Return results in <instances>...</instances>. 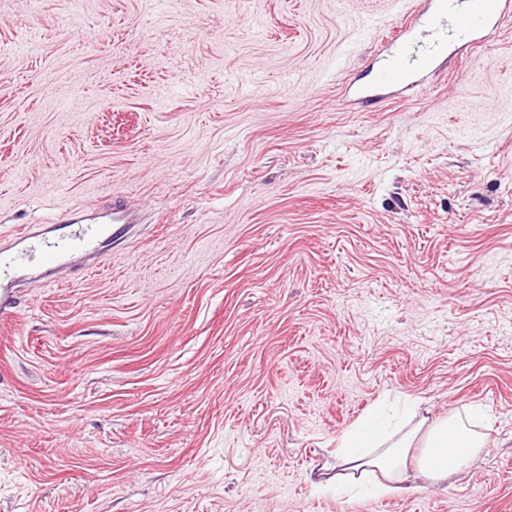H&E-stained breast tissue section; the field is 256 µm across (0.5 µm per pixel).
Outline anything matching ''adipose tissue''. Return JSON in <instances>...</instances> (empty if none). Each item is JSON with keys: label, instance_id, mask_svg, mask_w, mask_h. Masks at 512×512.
I'll return each mask as SVG.
<instances>
[{"label": "adipose tissue", "instance_id": "obj_1", "mask_svg": "<svg viewBox=\"0 0 512 512\" xmlns=\"http://www.w3.org/2000/svg\"><path fill=\"white\" fill-rule=\"evenodd\" d=\"M478 425L472 413L462 419H431L413 411L390 419L369 413L339 439L344 477L370 479L379 496L410 492L414 472L442 485L486 448L488 436Z\"/></svg>", "mask_w": 512, "mask_h": 512}]
</instances>
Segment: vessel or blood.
Returning <instances> with one entry per match:
<instances>
[{"mask_svg":"<svg viewBox=\"0 0 512 512\" xmlns=\"http://www.w3.org/2000/svg\"><path fill=\"white\" fill-rule=\"evenodd\" d=\"M511 11L512 0H427L415 20L390 37L384 65L368 84L354 87L353 95L367 102L386 90L410 89L417 76L436 68L448 49L483 41ZM56 219L71 223L68 236L56 239L25 227L16 232L11 248L0 252V302H11L23 277L49 278L73 256L96 257L107 227L80 223L72 208L61 210Z\"/></svg>","mask_w":512,"mask_h":512,"instance_id":"vessel-or-blood-1","label":"vessel or blood"}]
</instances>
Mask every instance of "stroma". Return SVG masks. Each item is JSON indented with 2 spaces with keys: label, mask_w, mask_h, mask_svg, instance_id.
I'll use <instances>...</instances> for the list:
<instances>
[{
  "label": "stroma",
  "mask_w": 512,
  "mask_h": 512,
  "mask_svg": "<svg viewBox=\"0 0 512 512\" xmlns=\"http://www.w3.org/2000/svg\"><path fill=\"white\" fill-rule=\"evenodd\" d=\"M423 0H0V512H512V14L368 106ZM379 30L362 35L368 20ZM483 408L446 488L332 491L376 404ZM78 211L65 208L55 217V222L72 224L64 238H52L30 227L16 232L11 248L0 252V302H11L14 288L25 276L50 278L75 255L96 258L99 241L110 227L80 224Z\"/></svg>",
  "instance_id": "obj_1"
}]
</instances>
